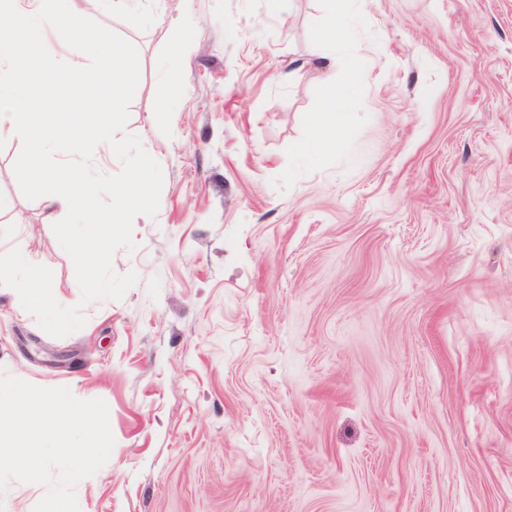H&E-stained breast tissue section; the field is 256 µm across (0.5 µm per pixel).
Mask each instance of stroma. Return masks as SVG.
<instances>
[{"label": "stroma", "instance_id": "stroma-1", "mask_svg": "<svg viewBox=\"0 0 512 512\" xmlns=\"http://www.w3.org/2000/svg\"><path fill=\"white\" fill-rule=\"evenodd\" d=\"M139 6L75 3L137 47L125 132L164 177L123 299L82 303L0 149V254L87 318L51 336L0 286V368L109 410L79 512H512V0H350L332 47L321 0ZM329 84L346 121L306 159Z\"/></svg>", "mask_w": 512, "mask_h": 512}]
</instances>
